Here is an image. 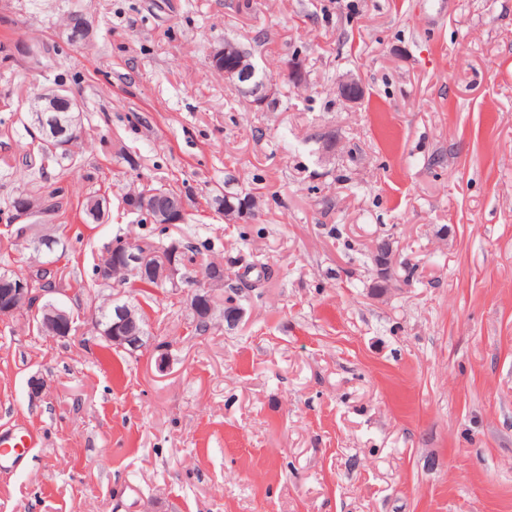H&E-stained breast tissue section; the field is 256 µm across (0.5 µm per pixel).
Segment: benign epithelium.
Wrapping results in <instances>:
<instances>
[{
  "instance_id": "1",
  "label": "benign epithelium",
  "mask_w": 512,
  "mask_h": 512,
  "mask_svg": "<svg viewBox=\"0 0 512 512\" xmlns=\"http://www.w3.org/2000/svg\"><path fill=\"white\" fill-rule=\"evenodd\" d=\"M236 48L231 41L224 42V46L215 50L213 55L224 58L234 57L230 64H224V75L239 83L250 82L255 78L256 68L251 59L238 57L233 52ZM339 96L350 102H357L362 97L361 87L354 79H341L337 85ZM65 105L66 111L80 110L79 102L73 98L63 86L48 88L31 104L32 112H55L59 105ZM36 126L43 130V138L39 142L51 150L65 145V142L76 136V131L68 128L60 130L56 127L48 128L44 119L40 118ZM58 244L53 236H35L31 238V248L39 254H51ZM181 252L179 243H169L166 253L159 254L160 271L156 282L174 289L186 287L185 277L177 260ZM150 255L137 248V243L127 242L120 249L112 253V263L102 264L98 268V282L109 283L112 280V268H122L133 274L146 270L149 266ZM373 264L376 271L375 295L384 296L400 290L406 278L401 276L399 270L407 260L400 259L394 252L390 239L381 238L376 241L373 254ZM200 284L193 286L187 292L190 307L201 309V303L211 294L210 288L220 283L218 272L208 265H203L198 271ZM57 292L55 288H48L35 293L28 278H15L9 281L6 288L0 290V321L14 318L17 314L28 312L36 321L40 330L57 337H65L72 330V318L68 311L53 300L43 301L46 295ZM96 330L111 345L118 348L140 350L146 345V329L141 325V313L138 308L122 303L109 310H95L92 316Z\"/></svg>"
}]
</instances>
